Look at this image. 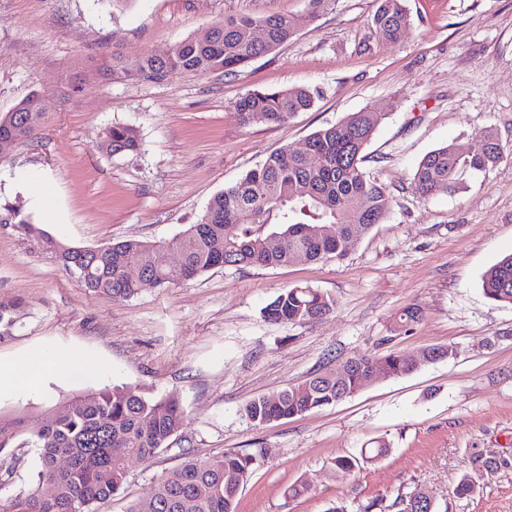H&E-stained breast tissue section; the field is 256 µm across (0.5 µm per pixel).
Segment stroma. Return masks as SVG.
<instances>
[{"instance_id":"stroma-1","label":"stroma","mask_w":512,"mask_h":512,"mask_svg":"<svg viewBox=\"0 0 512 512\" xmlns=\"http://www.w3.org/2000/svg\"><path fill=\"white\" fill-rule=\"evenodd\" d=\"M399 42L372 26L378 0H335L288 43L235 72L174 73L154 83L112 75V52L162 54L227 16L304 15L308 0H0V116L32 92L45 114L36 138L0 150V299L19 298L0 355L39 346L75 349V365L40 392L0 399V412L39 424L63 402L130 386L177 396L182 428L148 463L127 464L122 493L99 512H127L187 459L236 449L255 458L236 512H355L374 498L426 492L440 512H512V469L484 472L455 496L475 452L512 458V306L487 299L482 276L512 253V156L465 172L458 191L423 197L412 174L429 151L480 149L497 132L512 147V0H405ZM307 87L314 107L280 125H241L248 92ZM384 118L361 164L394 204L359 234L343 260L281 267H217L175 288L144 285L114 301L89 291L49 242L97 248L117 240L174 243L224 186L283 148L353 112ZM133 127L137 153L100 148L106 128ZM31 217L22 232L10 211ZM309 286L337 300L319 319L264 320L283 289ZM418 310L412 329L398 325ZM453 345L454 360L380 376L351 397L254 425L242 412L345 359L415 355ZM382 441L389 455L339 473L332 461ZM8 496L33 486L35 448L14 443ZM302 483L292 498L288 486Z\"/></svg>"}]
</instances>
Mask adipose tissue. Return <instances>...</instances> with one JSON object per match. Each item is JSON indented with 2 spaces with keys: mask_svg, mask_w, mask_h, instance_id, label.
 Wrapping results in <instances>:
<instances>
[{
  "mask_svg": "<svg viewBox=\"0 0 512 512\" xmlns=\"http://www.w3.org/2000/svg\"><path fill=\"white\" fill-rule=\"evenodd\" d=\"M81 358L74 352L38 348L10 358L0 357V397L37 390L53 374L67 373Z\"/></svg>",
  "mask_w": 512,
  "mask_h": 512,
  "instance_id": "1",
  "label": "adipose tissue"
}]
</instances>
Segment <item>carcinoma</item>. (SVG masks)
I'll return each instance as SVG.
<instances>
[{
  "label": "carcinoma",
  "instance_id": "carcinoma-1",
  "mask_svg": "<svg viewBox=\"0 0 512 512\" xmlns=\"http://www.w3.org/2000/svg\"><path fill=\"white\" fill-rule=\"evenodd\" d=\"M332 0H309L306 15L270 14L261 19L229 16L205 33L176 43L164 57L144 53L127 58L112 52V74L139 81L159 82L173 72L206 74L229 72L264 56L291 40ZM404 0H380L373 17L378 34L399 41L410 27ZM265 32L262 41L255 29ZM314 92L305 87L250 92L234 104L245 126L281 124L314 104ZM43 118L40 94L22 101L12 116L0 118V129L17 142L33 138ZM383 119V113L364 109L342 122L312 133L300 150L282 148L224 187L207 204L201 218L173 245L142 240L108 244L98 253L82 254L61 247L56 255L65 269L86 288L108 299L134 296L140 281L125 275L128 266L141 270L155 286L170 288L194 280L203 272L223 266L277 267L296 261L316 262L346 256L353 236L381 223L391 211L393 197L361 170L362 152ZM484 147L468 155L447 145L429 152L416 167L411 184L422 196L458 190L465 171H485L500 163L505 147L487 130ZM114 155L140 149L136 130L107 128L101 144ZM284 239L277 249L268 247L275 235ZM484 295L512 305V254L501 258L482 279ZM334 297L308 286L283 290L262 309V317L277 324L320 318L336 307ZM16 299L0 301V338L15 325ZM361 366L340 379L332 369L276 397H259L243 412L254 424L301 416L339 402V392L355 394L368 386L369 365L381 364L387 375L412 373L406 355L361 356ZM186 412L180 400L168 396L146 398L130 387H104L80 397L48 415L36 428L25 420L0 418V469L8 467L3 452L20 435L38 450L40 469L36 487L0 498V512H98L100 504L123 491L126 459L151 461L166 449L182 427ZM389 453L383 443L361 459L339 456L333 466L350 472L358 461L379 460ZM254 458L227 450L213 460L188 459L158 480L153 494L133 503L128 512H235L239 492ZM475 470L494 471L512 466L495 454L474 456ZM475 477L464 473L455 488L460 499L476 492Z\"/></svg>",
  "mask_w": 512,
  "mask_h": 512
}]
</instances>
